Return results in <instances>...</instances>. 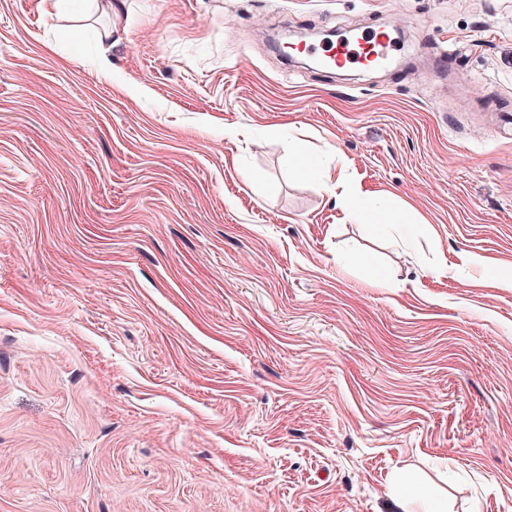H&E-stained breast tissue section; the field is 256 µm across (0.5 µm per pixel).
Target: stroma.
I'll list each match as a JSON object with an SVG mask.
<instances>
[{"label": "stroma", "instance_id": "1", "mask_svg": "<svg viewBox=\"0 0 512 512\" xmlns=\"http://www.w3.org/2000/svg\"><path fill=\"white\" fill-rule=\"evenodd\" d=\"M51 8L0 0V512H512V0ZM381 47L377 52L376 48ZM393 50L388 37L383 32H372L356 46L340 43L324 51V64L328 67H344L351 64L369 65L376 61L381 64ZM297 170L303 177H313L318 174L320 178L332 182V187L336 188V192L339 189V192L336 193V202L340 205L345 219L366 222L376 220L375 213L379 209L375 207L372 198L368 194L362 193L349 183L347 170L343 163L336 165L334 178L329 171L317 173L310 158H303L297 164Z\"/></svg>", "mask_w": 512, "mask_h": 512}]
</instances>
